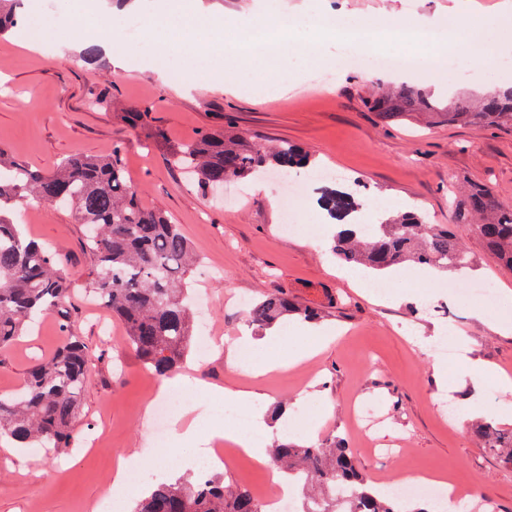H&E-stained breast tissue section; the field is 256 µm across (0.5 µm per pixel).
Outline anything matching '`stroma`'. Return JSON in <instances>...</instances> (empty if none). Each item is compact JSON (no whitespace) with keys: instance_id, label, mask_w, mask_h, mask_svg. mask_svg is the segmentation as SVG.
<instances>
[{"instance_id":"35a3bbf8","label":"stroma","mask_w":512,"mask_h":512,"mask_svg":"<svg viewBox=\"0 0 512 512\" xmlns=\"http://www.w3.org/2000/svg\"><path fill=\"white\" fill-rule=\"evenodd\" d=\"M301 0H271L287 14L286 45L279 53L254 55L249 67L225 55V68L251 93H238L198 80L184 90L180 72L191 58L172 63L173 76L160 80L153 65L138 62L114 75L113 59L81 62L79 51H65L58 29L67 21L70 0L44 9L26 0L28 25L40 29L42 46L23 45V29L0 38V147L29 168L46 173L69 155L111 154L122 150L129 182L146 205L161 208L180 224L202 261L193 276L195 290L207 293L208 316L216 344L198 363L191 383L206 382L267 395L268 406L287 403L307 418L298 440L320 442L329 435L354 449L363 473L385 486L414 470L452 473L462 487L493 501L496 512H512V463L481 448L470 428H458L443 410L468 409L512 428L494 384L469 376L465 361L487 364L512 377V334L494 330L501 310L472 298L461 300L459 288L493 281L497 293L512 297V272L500 268L468 225L454 221L453 192L471 183L489 186L512 205V126L437 123L425 113L411 120L384 123L367 102L390 76H366L341 66L345 50L339 40L313 29ZM453 0H329L331 9L362 24L381 18H434L446 21ZM67 63H60L61 54ZM105 93L109 104L90 110L88 100ZM151 111V127L163 139L132 129L127 115ZM233 125L258 143L285 141L309 151L343 183L362 182L368 195L393 205L417 207L433 224L452 225L473 258L465 272L441 274L428 285L411 278L374 294L351 287L347 265L330 252L327 225L308 229L315 208L300 207L304 231H285L287 219L277 203L279 187L266 179L228 183L216 193L198 187L170 162L173 151L203 130ZM17 221L40 243L62 256L61 271L72 281L74 333L90 348L92 361L77 427L81 436L99 438V446L51 449L33 454L0 439V512H95L108 497L104 481L117 453L161 456L162 465L190 476L188 452L169 442L165 452L154 445L152 419L144 408L156 389L146 369L122 343L120 325L104 335L85 297L93 261L83 247V227L66 210L38 199L19 207ZM285 292L299 304L319 309L318 335L303 339L288 321V336L271 337L265 353L282 356L303 342L319 353L285 371L250 377L227 363L246 328V316L228 311L224 296L254 300ZM448 339L454 357L444 359V377L434 375L431 346ZM63 338L55 315L41 318L33 330L0 351V394L21 388L28 368L51 356ZM366 407L380 420V454H372L355 412Z\"/></svg>"}]
</instances>
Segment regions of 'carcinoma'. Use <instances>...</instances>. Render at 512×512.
<instances>
[{"label": "carcinoma", "mask_w": 512, "mask_h": 512, "mask_svg": "<svg viewBox=\"0 0 512 512\" xmlns=\"http://www.w3.org/2000/svg\"><path fill=\"white\" fill-rule=\"evenodd\" d=\"M20 0H0V36L17 26ZM371 109L384 122L408 120L426 110L440 122L512 125V87L472 104L446 105L426 92L402 84L383 89ZM190 169L204 189L276 171L317 168L315 158L281 142L272 148L250 146L222 130L198 134L171 156ZM30 197L69 210L85 225L94 260L90 288L97 302L122 325L125 339L156 376L176 372L194 346L190 298L197 257L180 225L148 208L126 179L121 148L109 157L74 153L48 174L37 173L0 147V349L11 347L38 315L55 312L64 340L48 358L26 372L23 388L0 395V438L26 448H73L75 424L91 351L72 334L69 311L72 284L59 272L57 251L26 236L11 213ZM331 219L348 220L363 208L357 190L325 187L317 199ZM459 224H469L490 256L512 270V207L483 185L469 187L454 209ZM332 238V252L346 263L384 271L408 261L440 271L472 264L446 224H429L423 213L401 212L366 234L358 224ZM290 316L315 322L317 309L302 307L284 293L255 300L247 312L251 326L272 327ZM482 447L512 462V431L488 423L473 425ZM271 460L288 480L306 491L304 512H428L411 507L368 483L352 448L329 438L324 443L277 441ZM134 512H265L245 485L226 486L212 478L150 484Z\"/></svg>", "instance_id": "obj_1"}]
</instances>
